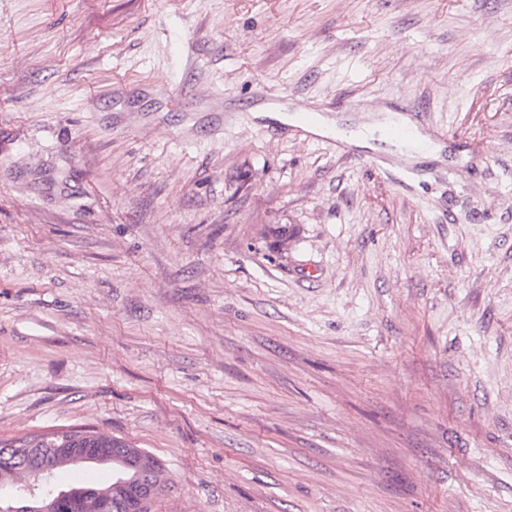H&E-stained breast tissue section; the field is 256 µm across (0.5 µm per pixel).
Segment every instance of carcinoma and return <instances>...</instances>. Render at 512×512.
<instances>
[{
  "label": "carcinoma",
  "instance_id": "cac0c4a2",
  "mask_svg": "<svg viewBox=\"0 0 512 512\" xmlns=\"http://www.w3.org/2000/svg\"><path fill=\"white\" fill-rule=\"evenodd\" d=\"M40 439L44 448L63 449L56 459L57 470L76 466L69 453L65 452L67 448H87L109 467L112 466V449L129 448L138 459L141 478L153 488V497H158L166 487V473L160 461L151 453L131 446L122 438L97 431L71 430L61 438L53 434L42 435ZM11 447V442H0V485L16 487L17 494L3 503L0 502V512H26L28 509H36L44 501L57 495L58 490L49 488L39 494L34 493V490L47 485L50 475L33 474V461L23 456H14L9 451ZM117 504L122 505L123 512H149L152 509L150 505L144 508L130 500L124 487L114 480L104 485L69 487L64 490V498L57 501L55 512H102L104 505L111 512Z\"/></svg>",
  "mask_w": 512,
  "mask_h": 512
}]
</instances>
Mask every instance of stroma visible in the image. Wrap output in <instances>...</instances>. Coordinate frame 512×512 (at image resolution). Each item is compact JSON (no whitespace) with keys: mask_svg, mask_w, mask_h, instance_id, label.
I'll return each instance as SVG.
<instances>
[{"mask_svg":"<svg viewBox=\"0 0 512 512\" xmlns=\"http://www.w3.org/2000/svg\"><path fill=\"white\" fill-rule=\"evenodd\" d=\"M79 429L153 512H512V0H0V441ZM305 110L309 109L302 105L295 107V111L298 112L293 114L292 124L289 125V128L298 136L313 137L315 135L311 131L317 125L318 115L316 112H300ZM403 112L407 113L408 121H394L382 131L379 137L385 141L405 144V151L409 153L407 158L420 157L427 152L429 145L427 142L419 140L415 131L418 130L416 127L429 125L427 115L411 105H407ZM373 163L379 173L391 181H397L405 190L415 189L420 171L418 168L407 164L404 159L390 160L379 155L373 158Z\"/></svg>","mask_w":512,"mask_h":512,"instance_id":"35a3bbf8","label":"stroma"}]
</instances>
